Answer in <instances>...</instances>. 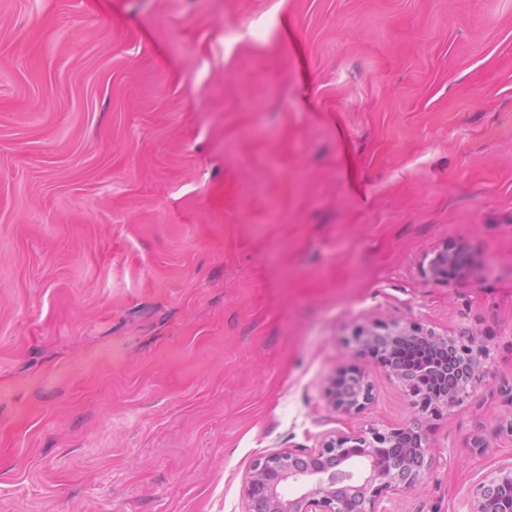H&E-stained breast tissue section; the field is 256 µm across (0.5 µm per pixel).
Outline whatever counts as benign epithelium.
Returning a JSON list of instances; mask_svg holds the SVG:
<instances>
[{
    "instance_id": "benign-epithelium-1",
    "label": "benign epithelium",
    "mask_w": 512,
    "mask_h": 512,
    "mask_svg": "<svg viewBox=\"0 0 512 512\" xmlns=\"http://www.w3.org/2000/svg\"><path fill=\"white\" fill-rule=\"evenodd\" d=\"M470 262L469 247L461 244L443 247L428 261L426 274L437 283H446ZM360 353L387 367L406 388L412 404L427 418L436 416L468 394L482 367L485 349L474 336L452 339L424 333L412 326L394 323L364 329L355 338ZM462 358L460 370L448 372V344ZM407 344L430 348L432 357L414 366L397 364L393 354ZM431 370L438 377L433 389L418 387L419 369ZM325 405L344 415H354L372 400V385L359 367H344L328 377L323 388ZM411 437L407 447L410 458L387 470L369 466L360 473L347 454L350 448H364V457L373 458L377 448L391 447L399 436ZM429 446L424 428L417 424L400 429L370 427L345 435L323 438L314 454L291 451L272 453L258 459L247 479L246 512H379L381 498L421 483L425 478ZM300 485L294 498L282 495L280 487L288 482ZM512 485V463L498 467L480 482L469 498L468 512H487L488 503L498 491Z\"/></svg>"
}]
</instances>
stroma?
Wrapping results in <instances>:
<instances>
[{
    "instance_id": "obj_1",
    "label": "stroma",
    "mask_w": 512,
    "mask_h": 512,
    "mask_svg": "<svg viewBox=\"0 0 512 512\" xmlns=\"http://www.w3.org/2000/svg\"><path fill=\"white\" fill-rule=\"evenodd\" d=\"M394 322L489 358L382 512H467L512 462V0H0V512H245L256 459L415 419L352 345ZM470 262L469 247L461 244L448 249L446 244L428 261L426 274L437 283L448 282ZM325 405L344 415H354L372 400V385L359 367H344L328 377L323 388Z\"/></svg>"
}]
</instances>
